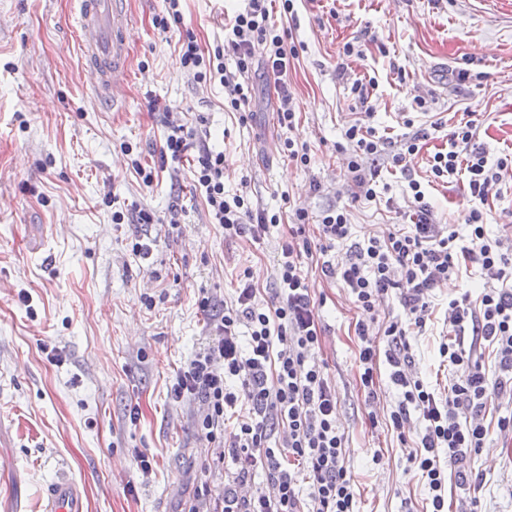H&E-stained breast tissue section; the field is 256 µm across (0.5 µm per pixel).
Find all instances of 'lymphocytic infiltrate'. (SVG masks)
Listing matches in <instances>:
<instances>
[{
    "label": "lymphocytic infiltrate",
    "instance_id": "1",
    "mask_svg": "<svg viewBox=\"0 0 512 512\" xmlns=\"http://www.w3.org/2000/svg\"><path fill=\"white\" fill-rule=\"evenodd\" d=\"M224 17V39L202 47L183 26L181 0H163L153 24L179 33L178 51L184 70L197 83H220L224 108L248 122L253 112V72L263 71L281 92L277 123L292 128L296 112L287 93L288 72L303 48L290 28L273 18L274 0H242ZM204 115L193 124L173 119L160 148L161 165L187 164L193 195L204 200L212 223L225 237L260 241L270 228L289 217L288 239L281 245L271 303L257 301L250 271L237 277L235 298L219 303L208 293L198 298L208 315L209 342L179 370L170 388L174 402L199 400L202 413L194 421L198 437L222 448L233 465L224 489L221 512H354L350 461L345 433L336 420V390L320 360L326 328L319 303L298 265L319 251L317 268L326 280L346 288L365 314L354 333L356 361L367 401L377 397V360L385 358L400 401L389 416L399 440L418 420L419 438L408 468L428 490V512H446L449 485L468 489L483 479L475 459L491 432L512 434V412L496 424L486 422L490 407L512 402V243L492 235L486 224L489 199L512 173V155L488 160L477 143V125L468 120L448 134V149L436 153L430 172L435 180L464 177L468 204L463 218L466 236L441 224L417 181H410V221L387 235L357 241L349 212L337 207L312 214L283 197L284 212L254 203L247 190L224 189V153L209 144ZM386 141L375 129L349 126L335 149L347 160L346 176L355 197L377 198V172L372 163L385 153ZM316 224L317 240L306 235ZM348 244V258L330 259L337 245ZM483 278L479 294L466 283L470 272ZM463 283L459 297L448 301V339L439 356L453 375L446 393L430 389L414 368L408 326L425 328L435 291L448 280ZM396 296L406 314L377 322L379 304ZM380 325L381 338L369 334ZM492 349L495 367L486 370L483 350ZM264 471L265 485L254 483Z\"/></svg>",
    "mask_w": 512,
    "mask_h": 512
}]
</instances>
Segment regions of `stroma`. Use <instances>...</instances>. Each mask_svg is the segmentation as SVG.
<instances>
[{
    "instance_id": "obj_1",
    "label": "stroma",
    "mask_w": 512,
    "mask_h": 512,
    "mask_svg": "<svg viewBox=\"0 0 512 512\" xmlns=\"http://www.w3.org/2000/svg\"><path fill=\"white\" fill-rule=\"evenodd\" d=\"M140 24L131 44L132 79L120 111H100L79 74L75 0H0V512H43L46 486L65 473L82 483L86 512H179L196 485L224 491L219 449L194 429L196 401L173 402L178 370L208 342L201 292L235 298L250 270L260 302H269L287 224L259 242L225 238L193 198L186 168H167L144 186L121 146L159 161L165 110L204 113L212 146L226 157L224 187H247L260 206L282 195L312 213L346 207L354 240L382 235L404 221L409 180L420 182L442 221L460 224L462 182L434 181L428 159L448 148L462 118L478 124L489 160L512 153V6L494 0H297L293 36L305 50L288 75L296 103L293 129L277 125L276 93L254 77L248 123L224 109L220 85L196 83L180 64L178 34L153 25L160 0H130ZM236 0H184V26L202 45L222 38L224 11ZM358 55H342L345 43ZM471 74L459 82L458 70ZM376 79L368 108L350 92ZM425 99L426 109L416 106ZM353 124L375 128L398 149L412 129L429 131L408 171L380 161L376 201H352L344 157L334 145ZM306 143L300 167L281 151ZM185 208L167 222L173 202ZM152 209L156 224H116L113 207ZM152 246L134 258L132 241ZM328 328L322 359L336 390L347 438L357 512H425L427 492L406 473L408 450L389 422L399 394L386 362L378 364V400L360 385L354 325L362 316L347 289L322 278L315 261L299 266ZM436 293L425 329L409 327L415 368L436 389L448 385L438 346L448 328V300ZM157 304L146 308L144 300ZM137 419H130V408ZM378 425H371L369 410ZM495 459L477 458L478 489L448 488L453 512H512V435H493ZM150 472H142L139 455Z\"/></svg>"
}]
</instances>
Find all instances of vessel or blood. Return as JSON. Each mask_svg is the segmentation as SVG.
Wrapping results in <instances>:
<instances>
[{
	"mask_svg": "<svg viewBox=\"0 0 512 512\" xmlns=\"http://www.w3.org/2000/svg\"><path fill=\"white\" fill-rule=\"evenodd\" d=\"M78 45L83 71L98 109H118L130 68L129 39L134 23L129 0H77ZM84 488L68 476L47 488L48 512H85Z\"/></svg>",
	"mask_w": 512,
	"mask_h": 512,
	"instance_id": "obj_1",
	"label": "vessel or blood"
}]
</instances>
